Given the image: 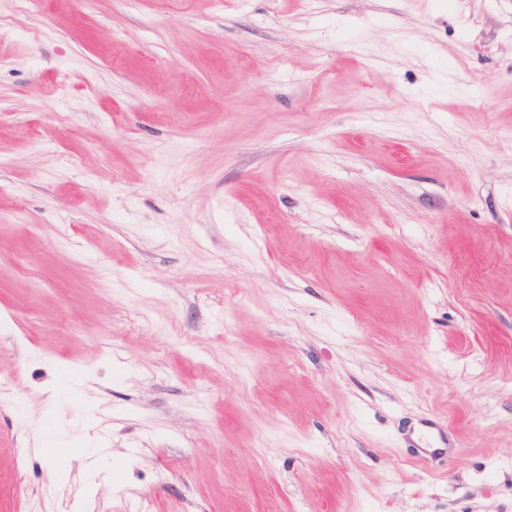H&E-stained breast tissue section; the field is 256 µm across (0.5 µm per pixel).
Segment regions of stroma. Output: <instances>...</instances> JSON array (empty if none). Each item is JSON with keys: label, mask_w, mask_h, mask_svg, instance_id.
Wrapping results in <instances>:
<instances>
[{"label": "stroma", "mask_w": 512, "mask_h": 512, "mask_svg": "<svg viewBox=\"0 0 512 512\" xmlns=\"http://www.w3.org/2000/svg\"><path fill=\"white\" fill-rule=\"evenodd\" d=\"M1 385L0 512H512V0H0Z\"/></svg>", "instance_id": "obj_1"}]
</instances>
